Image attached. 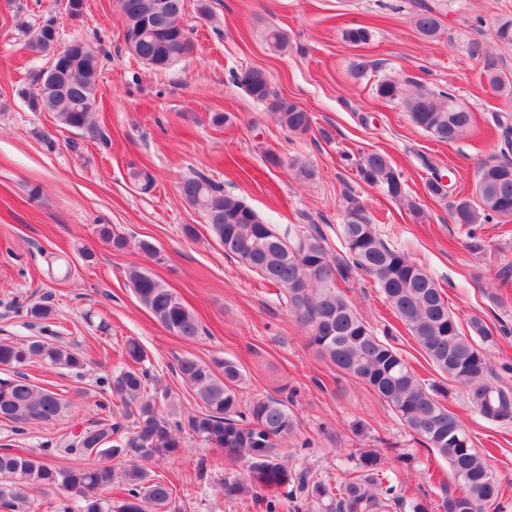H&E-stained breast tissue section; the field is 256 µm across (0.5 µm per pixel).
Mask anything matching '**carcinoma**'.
<instances>
[{"label":"carcinoma","mask_w":512,"mask_h":512,"mask_svg":"<svg viewBox=\"0 0 512 512\" xmlns=\"http://www.w3.org/2000/svg\"><path fill=\"white\" fill-rule=\"evenodd\" d=\"M157 2L117 0L125 23L146 25L149 36L141 39L139 55L148 60L156 59L165 45L185 34L180 24L185 0H172L167 11L158 10ZM415 26L426 38L440 35V22L429 8L417 14ZM55 29L53 21H46L34 32L29 48L46 53ZM100 78L99 53L84 43L60 71V90L45 94L36 89L28 97L29 107L52 113L62 129L93 132ZM233 80L257 100L265 101L270 95L268 79L259 69L237 73ZM488 80L500 95L512 98V78L506 73L495 69L488 73ZM456 104L452 94L424 86L405 99L412 123L440 142L455 141L472 125V112L459 111ZM271 110L289 132L302 135L311 130L310 113L296 103L275 98ZM497 126L505 155L512 151V117H498ZM355 166L361 181L382 188L414 217L421 215L387 154L366 153ZM179 189L203 213L225 255L285 290L288 306L309 329L308 345L336 366L338 375L355 378L374 391L426 447L448 462L454 486L440 485L441 512H486L490 507L503 512L500 484L448 406V389L422 383L397 348L378 336L350 304L338 280L358 271L371 277L435 369L466 390L482 417L511 424L512 389L488 379L487 350L496 338L481 318L473 317L471 335H464L437 281L405 251L385 244L359 206L349 211V219L341 225L337 250L318 225L281 232L243 199L202 175L184 180ZM450 217L461 225L512 218V160L483 163L473 199L454 202ZM97 232L115 252L130 247L127 237L108 224L98 225ZM127 280L166 330L186 339L200 334L198 318L162 281L138 265L128 268ZM22 312L42 325V333L22 342H0V367L12 369V375L0 377V420L17 433L33 422H53L69 407L57 393L32 384L18 368L39 361L79 373L87 365L85 357L52 329L51 305L34 302ZM122 354L127 364L99 378L102 399L97 401L105 412L119 400L120 420L104 418L79 433L61 436L44 445L38 455L0 452V506L20 512L32 488L57 493L54 512H146L147 504L158 512H179L172 505L170 488L150 479L143 462L178 457L191 437L224 451L231 460H244V472L224 475V498L237 500L248 492L268 489L272 495L261 497L265 512H302L309 507L317 512H390L392 508L430 512L426 500L405 496L402 483L389 474L377 448L358 449L355 469L359 474L334 487L311 479L304 471L289 470L278 459L276 447L292 434L294 418L286 402L273 397L241 408L237 386L242 373L235 361L226 359L212 367L192 358L180 360L179 372L204 408L177 418L164 414L148 393L150 374L142 367L146 353L141 343L127 339ZM67 456L92 457L96 463L74 467L52 463ZM116 484L125 491L121 501L108 494Z\"/></svg>","instance_id":"1"}]
</instances>
